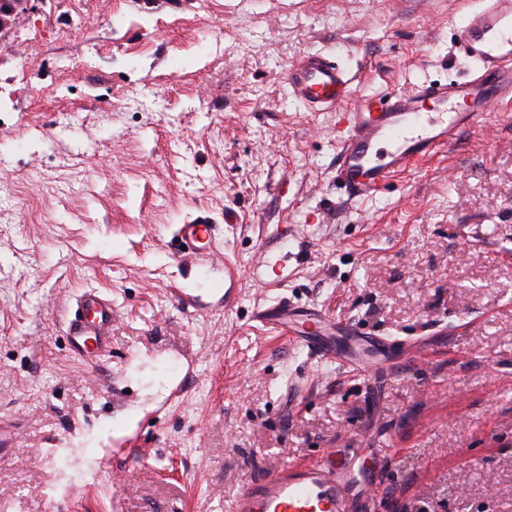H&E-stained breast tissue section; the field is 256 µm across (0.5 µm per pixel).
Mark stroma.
<instances>
[{"label": "stroma", "mask_w": 512, "mask_h": 512, "mask_svg": "<svg viewBox=\"0 0 512 512\" xmlns=\"http://www.w3.org/2000/svg\"><path fill=\"white\" fill-rule=\"evenodd\" d=\"M466 0H29L0 19V512H229L329 448L370 459L366 512H512V105L394 179L336 188L333 112L288 94L307 50L356 96L460 77ZM209 274L175 225L220 224ZM289 247L288 278L252 279ZM239 273L225 278V264ZM112 300L107 352L66 336ZM288 297L396 344L366 387L253 308ZM114 320L109 297L100 293L76 296L67 325V336L74 354L87 357L91 346L96 347V352L108 348Z\"/></svg>", "instance_id": "stroma-1"}]
</instances>
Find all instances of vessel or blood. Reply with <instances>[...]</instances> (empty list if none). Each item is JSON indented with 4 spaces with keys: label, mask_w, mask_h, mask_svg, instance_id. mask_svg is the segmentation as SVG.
Here are the masks:
<instances>
[{
    "label": "vessel or blood",
    "mask_w": 512,
    "mask_h": 512,
    "mask_svg": "<svg viewBox=\"0 0 512 512\" xmlns=\"http://www.w3.org/2000/svg\"><path fill=\"white\" fill-rule=\"evenodd\" d=\"M456 43L470 64L465 79L424 81L413 87L353 99L346 64L319 52L302 53L288 69L290 95L306 109L342 108L336 153V183L349 199L370 201L420 160L447 148L466 131L482 129L492 106L512 104V0H478L456 28ZM218 225H176L178 256L204 266L219 247ZM114 310L109 297L75 298L67 335L80 357L105 350ZM253 323L274 327L306 350L309 359L331 362L351 373L374 374L390 344L322 308L285 298L257 308ZM362 458L353 448L329 449L323 459L288 464L249 482L232 512H356L373 485L359 481Z\"/></svg>",
    "instance_id": "vessel-or-blood-1"
}]
</instances>
